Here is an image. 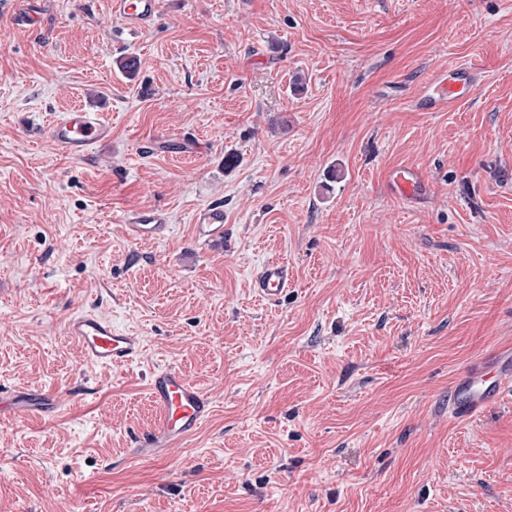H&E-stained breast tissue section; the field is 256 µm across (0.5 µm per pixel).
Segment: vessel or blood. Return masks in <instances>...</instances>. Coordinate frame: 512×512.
Returning a JSON list of instances; mask_svg holds the SVG:
<instances>
[{"label": "vessel or blood", "instance_id": "1", "mask_svg": "<svg viewBox=\"0 0 512 512\" xmlns=\"http://www.w3.org/2000/svg\"><path fill=\"white\" fill-rule=\"evenodd\" d=\"M114 18L120 19L133 32L155 25L159 16V0H108ZM475 76L470 67L461 66L434 86L435 94L448 103L469 97ZM112 126L103 113L76 107L62 112L48 128L49 142L60 155L84 157L93 144L110 139ZM396 194L412 198L422 195L427 183L413 170L396 172L393 178ZM129 234L135 240H160L169 232L164 212L150 209L127 217ZM199 238L206 243L223 240L224 211L216 206L201 209L195 216ZM291 273L286 262L270 260L255 275L254 290L261 299L277 301L287 290ZM68 333L81 345L86 360L101 366H125L132 363L143 349L141 336L119 332L111 321L92 314H78L69 320ZM149 394L160 415L153 429L139 440L138 455L149 457L161 449L186 440L209 417L212 401L197 385L175 366L152 372ZM512 390V347H499L471 363L448 387V413L458 420H469L487 407L499 402ZM55 400L43 393L18 391L0 396V417H19L53 409Z\"/></svg>", "mask_w": 512, "mask_h": 512}]
</instances>
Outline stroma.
I'll return each instance as SVG.
<instances>
[{"mask_svg": "<svg viewBox=\"0 0 512 512\" xmlns=\"http://www.w3.org/2000/svg\"><path fill=\"white\" fill-rule=\"evenodd\" d=\"M461 63L474 93L424 106ZM73 107L112 124L81 159L47 138ZM399 169L424 197L389 192ZM153 208L168 235L131 240L124 217ZM269 259L293 272L273 305L251 288ZM87 311L142 337L132 365L86 361L66 324ZM496 343L512 0H161L138 34L107 0H0V391L59 400L0 420V512H512V399L448 417ZM169 365L213 410L143 458ZM199 239L203 243L224 239V210L216 206L201 209L195 216Z\"/></svg>", "mask_w": 512, "mask_h": 512, "instance_id": "stroma-1", "label": "stroma"}]
</instances>
